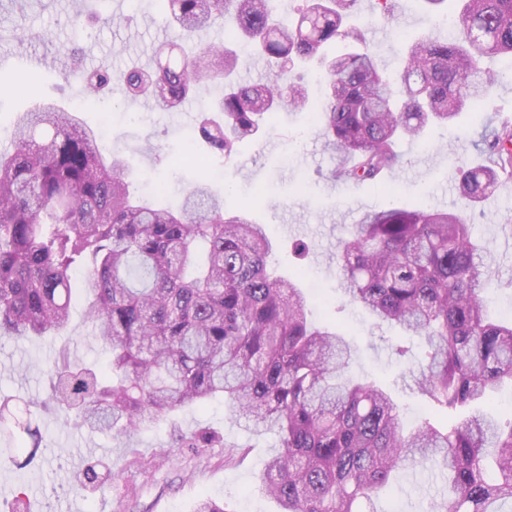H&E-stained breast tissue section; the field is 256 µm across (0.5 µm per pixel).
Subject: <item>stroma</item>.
Segmentation results:
<instances>
[{"mask_svg": "<svg viewBox=\"0 0 512 512\" xmlns=\"http://www.w3.org/2000/svg\"><path fill=\"white\" fill-rule=\"evenodd\" d=\"M387 12L378 0H360L358 18L380 63L400 65L399 35H432L427 16L411 0H393ZM75 0H0V82H19L20 56L37 57L35 82L26 90L0 94V140L19 112L39 97L63 105L80 100L78 84L66 83L60 70L69 49H79L82 63L120 71L138 64L151 67L154 50L174 34L162 0H87L81 24L70 21ZM122 15L120 26L103 24V17ZM22 30L50 32L46 42L19 49L15 35ZM219 91L214 83L202 85L174 112L160 110L152 101L128 100L121 85L93 97L81 114L95 131H107V153L122 158L130 189L145 194L147 186L176 193L214 171H222L217 188L225 192L227 211H248L263 224L274 245L271 265L277 275L292 277L301 287L318 280L313 293L314 320L334 324L354 351L349 377L376 383L398 400L403 424L418 425V411L427 400L397 385L407 363L393 356L392 345L404 338L415 358H422L419 337H402L398 327L376 322L350 304L340 289L336 245L347 238L364 211L421 203L446 209L457 202V161L477 156L481 126L496 111L512 116V78L496 80L488 99L461 114L455 129L425 128L415 139L397 145L400 165L385 173L392 192L384 196L371 183L343 184L328 177L334 165L325 150L319 128L309 112L283 111L263 136L242 142L234 155L219 160L193 152L196 118ZM512 183L485 206L469 211L476 237L486 242L494 259L492 279L484 297L495 315L512 316V235L502 224L512 223ZM90 300L75 289L70 323L53 336L28 340L0 339V396L33 401L32 421L38 427L42 451L25 467H17L12 453L0 445V512H193L200 498L209 497L228 512H277L257 476L276 446L274 435H258L244 421L232 419L223 401L178 412L174 423L161 422L131 437L110 434L64 422L48 401V370L60 356L107 368L111 354L96 338L86 320ZM208 430L222 436L212 448H185L177 434ZM244 449L243 457L226 462V449ZM111 461L116 474L102 491L80 494L73 476L89 462ZM444 482L428 469L400 473L390 493L378 500L380 512H432Z\"/></svg>", "mask_w": 512, "mask_h": 512, "instance_id": "35a3bbf8", "label": "stroma"}]
</instances>
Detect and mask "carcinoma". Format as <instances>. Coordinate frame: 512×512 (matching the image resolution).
Here are the masks:
<instances>
[{
	"instance_id": "1",
	"label": "carcinoma",
	"mask_w": 512,
	"mask_h": 512,
	"mask_svg": "<svg viewBox=\"0 0 512 512\" xmlns=\"http://www.w3.org/2000/svg\"><path fill=\"white\" fill-rule=\"evenodd\" d=\"M284 19L274 0H166L180 42L155 51L151 69H88L74 54L64 77L85 95L117 82L132 98L179 107L203 81L222 93L197 120L208 154L231 157L279 112L309 107L305 87L285 84L289 66L323 78L317 121L337 158L335 182L379 181L401 163L397 142L430 125L451 127L484 98L488 59L512 60V0H460L453 32L404 43L387 74L350 23L358 0H305ZM234 23L269 69L265 84L233 75L235 49L200 32ZM485 163L460 162L455 188L467 207L512 183V121L481 133ZM273 244L244 213H228L205 180L178 207L130 191L124 161L105 156L71 106L34 103L0 149V338L48 336L70 316L72 274L89 265L82 289L88 318L112 355L97 372L62 356L50 371L52 399L92 431L127 436L186 407L220 398L257 433L278 436L259 486L279 512H379L376 500L399 471L429 466L447 476L434 512H506L512 506V420L488 410L512 384V320L494 318L482 296L491 254L458 212L425 206L371 211L336 249L346 298L374 319L422 339L412 381L430 411L465 416L450 428L425 419L406 433L383 388L345 376L352 351L336 329L307 318L308 297L272 276ZM12 399L0 400V436L39 443ZM211 448L206 432L182 436ZM112 478L98 460L74 475L94 491Z\"/></svg>"
}]
</instances>
